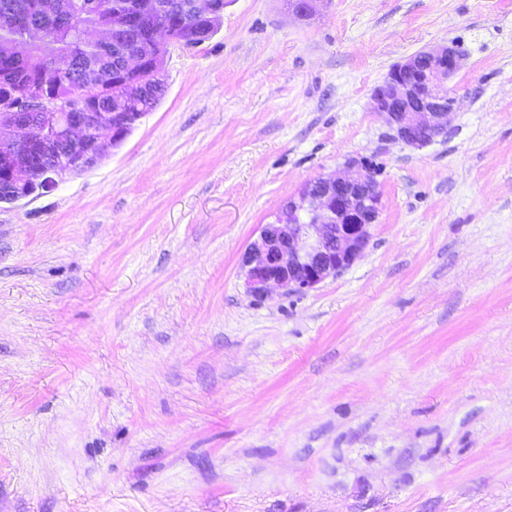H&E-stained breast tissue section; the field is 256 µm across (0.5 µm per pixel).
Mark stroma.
Segmentation results:
<instances>
[{"instance_id":"obj_1","label":"stroma","mask_w":512,"mask_h":512,"mask_svg":"<svg viewBox=\"0 0 512 512\" xmlns=\"http://www.w3.org/2000/svg\"><path fill=\"white\" fill-rule=\"evenodd\" d=\"M451 43L447 135L394 138L374 89ZM350 159L363 255L250 295ZM0 512H512V0H224L121 148L0 203Z\"/></svg>"}]
</instances>
